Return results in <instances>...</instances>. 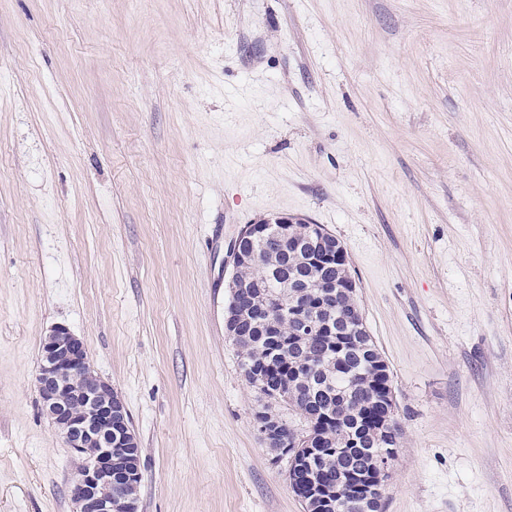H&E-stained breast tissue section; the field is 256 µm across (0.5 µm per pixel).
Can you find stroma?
Segmentation results:
<instances>
[{"instance_id":"stroma-1","label":"stroma","mask_w":512,"mask_h":512,"mask_svg":"<svg viewBox=\"0 0 512 512\" xmlns=\"http://www.w3.org/2000/svg\"><path fill=\"white\" fill-rule=\"evenodd\" d=\"M346 248L390 374L383 512H512V0H0V512H72L67 326L140 512H303L224 333L229 239Z\"/></svg>"}]
</instances>
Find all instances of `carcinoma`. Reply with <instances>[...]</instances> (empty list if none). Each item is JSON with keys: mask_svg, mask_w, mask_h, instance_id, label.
<instances>
[{"mask_svg": "<svg viewBox=\"0 0 512 512\" xmlns=\"http://www.w3.org/2000/svg\"><path fill=\"white\" fill-rule=\"evenodd\" d=\"M263 253L261 263L240 273L251 283L237 301L239 335L233 341L240 350V367L244 376L258 368L265 370L269 390L262 392L267 411L288 407L303 415L307 427L319 436L324 452L304 455L300 465L311 483L327 491H317L315 503L321 512H364L362 491L358 485L371 488L372 465L381 457H395L399 447L397 426H369L360 437L359 447L347 446V438L357 421L372 415L383 400L385 379L380 377L384 358L369 336L356 345L337 336H295L292 312H278L255 303L254 286L267 293L279 294L280 277L306 275L307 266L299 257L297 244L284 237L270 243H258ZM319 312L325 318L335 316L336 327H346L347 311L358 306L357 294L340 293L325 302ZM278 326L270 335L271 324Z\"/></svg>", "mask_w": 512, "mask_h": 512, "instance_id": "carcinoma-1", "label": "carcinoma"}]
</instances>
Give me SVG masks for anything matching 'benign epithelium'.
Returning <instances> with one entry per match:
<instances>
[{"label":"benign epithelium","mask_w":512,"mask_h":512,"mask_svg":"<svg viewBox=\"0 0 512 512\" xmlns=\"http://www.w3.org/2000/svg\"><path fill=\"white\" fill-rule=\"evenodd\" d=\"M295 223L292 217L275 216L241 229L227 244L232 271L258 257L255 252H247L245 244L276 234L289 236L290 226ZM327 261L336 262L342 270L340 283L333 287H350L353 278L346 249L341 246L332 253H315L310 258L318 266ZM308 287L306 281L287 277L280 299L263 295L261 301L265 305L286 304L292 289ZM40 349L35 385L41 410L78 460L71 489L73 512H139V501L121 489L124 484L140 483L141 473L132 462L133 457L140 456L138 440L118 392L94 371L84 341L66 326L52 327Z\"/></svg>","instance_id":"7a95c632"}]
</instances>
